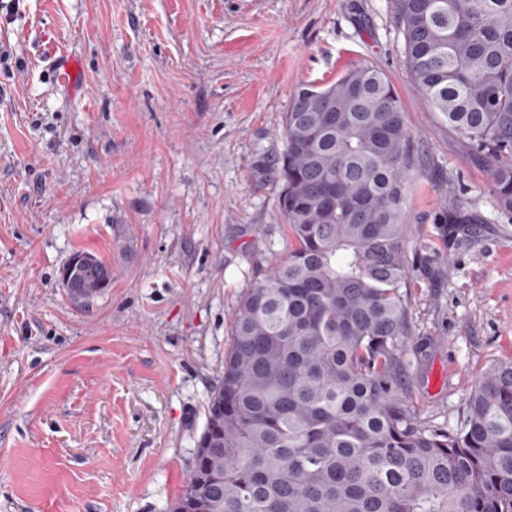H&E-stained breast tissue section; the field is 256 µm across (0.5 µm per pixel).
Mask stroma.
<instances>
[{"label": "stroma", "instance_id": "stroma-1", "mask_svg": "<svg viewBox=\"0 0 512 512\" xmlns=\"http://www.w3.org/2000/svg\"><path fill=\"white\" fill-rule=\"evenodd\" d=\"M0 512H167L193 461L229 329L288 254L276 159L304 84L371 63L413 133L410 403L455 429L512 362V212L429 111L392 0H18L0 9ZM81 64L74 89L54 60ZM480 220L450 246L443 214ZM112 284L78 304L65 260ZM434 256L435 265L425 262Z\"/></svg>", "mask_w": 512, "mask_h": 512}]
</instances>
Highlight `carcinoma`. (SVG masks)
Wrapping results in <instances>:
<instances>
[{
    "label": "carcinoma",
    "instance_id": "carcinoma-1",
    "mask_svg": "<svg viewBox=\"0 0 512 512\" xmlns=\"http://www.w3.org/2000/svg\"><path fill=\"white\" fill-rule=\"evenodd\" d=\"M413 83L487 162L512 212V0H393ZM279 207L293 246L237 305L193 464L168 512H512V362L481 375L460 426L406 402L405 112L373 64L298 89ZM472 223L451 213L443 235ZM111 282L93 279L88 303Z\"/></svg>",
    "mask_w": 512,
    "mask_h": 512
}]
</instances>
